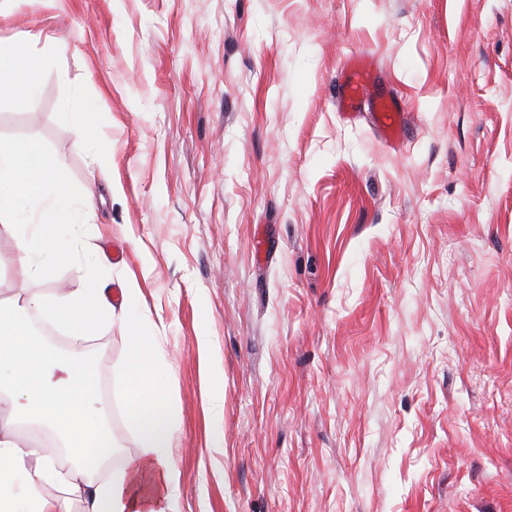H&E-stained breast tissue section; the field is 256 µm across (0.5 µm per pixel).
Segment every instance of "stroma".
Returning <instances> with one entry per match:
<instances>
[{
	"instance_id": "35a3bbf8",
	"label": "stroma",
	"mask_w": 512,
	"mask_h": 512,
	"mask_svg": "<svg viewBox=\"0 0 512 512\" xmlns=\"http://www.w3.org/2000/svg\"><path fill=\"white\" fill-rule=\"evenodd\" d=\"M37 95L0 135L39 139L136 278L168 398L179 512H512V0H31L0 43ZM366 56L408 121L385 144L339 100ZM88 128L65 122L72 91ZM105 139L96 160L86 129ZM0 238V298L33 282ZM124 324L61 347L113 389ZM224 373L214 392L206 366Z\"/></svg>"
}]
</instances>
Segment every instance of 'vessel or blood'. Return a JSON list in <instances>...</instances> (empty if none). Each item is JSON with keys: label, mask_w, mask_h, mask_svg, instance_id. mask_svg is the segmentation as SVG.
<instances>
[{"label": "vessel or blood", "mask_w": 512, "mask_h": 512, "mask_svg": "<svg viewBox=\"0 0 512 512\" xmlns=\"http://www.w3.org/2000/svg\"><path fill=\"white\" fill-rule=\"evenodd\" d=\"M375 82L376 77L370 70L360 65L352 66L345 76L343 101L350 109L361 104L372 109L382 138L393 145L399 140L406 114L395 101L375 94Z\"/></svg>", "instance_id": "b4317fda"}]
</instances>
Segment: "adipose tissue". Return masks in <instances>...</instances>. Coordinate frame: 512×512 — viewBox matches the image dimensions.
Masks as SVG:
<instances>
[{
	"mask_svg": "<svg viewBox=\"0 0 512 512\" xmlns=\"http://www.w3.org/2000/svg\"><path fill=\"white\" fill-rule=\"evenodd\" d=\"M92 207L68 190L59 160L30 137H0V237L15 244L23 276L42 279L56 264L76 263L83 285L64 294L33 293L0 299V512H178L180 471L171 450L180 425L166 398L169 365L148 327L136 281L112 304L79 237ZM42 321L83 339L107 323L128 327L120 371L122 407L138 433L139 450L99 475V461L114 453L103 408L94 393L92 360L74 361L33 326ZM38 421L59 440L24 442L19 421ZM56 496H47L45 486Z\"/></svg>",
	"mask_w": 512,
	"mask_h": 512,
	"instance_id": "adipose-tissue-1",
	"label": "adipose tissue"
}]
</instances>
